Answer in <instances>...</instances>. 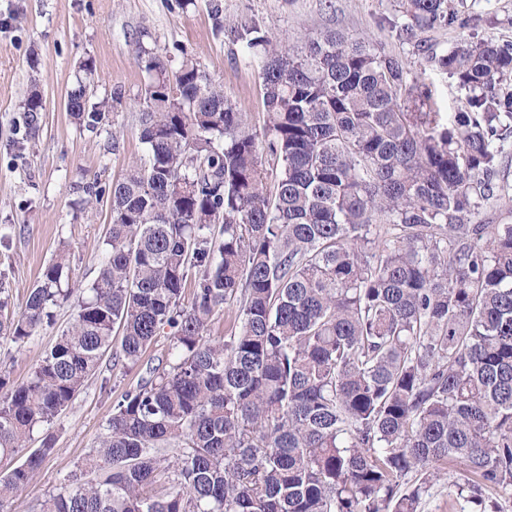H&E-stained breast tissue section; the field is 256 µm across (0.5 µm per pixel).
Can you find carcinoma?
<instances>
[{
  "mask_svg": "<svg viewBox=\"0 0 512 512\" xmlns=\"http://www.w3.org/2000/svg\"><path fill=\"white\" fill-rule=\"evenodd\" d=\"M396 2L408 41L448 23V0ZM233 35L259 64L261 131L192 55L173 66L138 47L146 156L112 181L98 275L25 382L0 366V460L23 457L0 474V512L54 452L49 433L28 447L34 430L105 354L124 373L163 332L166 365L120 395L40 512H421L454 461L472 477L464 501L512 490V224L471 220L512 188L493 183L512 43L429 48L470 93L444 124L431 90L368 40ZM81 71L66 111L93 131L122 92L93 101V61ZM22 109L31 139L39 89ZM63 269L53 260L0 318L1 340L52 324L72 295Z\"/></svg>",
  "mask_w": 512,
  "mask_h": 512,
  "instance_id": "1",
  "label": "carcinoma"
}]
</instances>
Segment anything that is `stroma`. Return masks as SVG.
Returning a JSON list of instances; mask_svg holds the SVG:
<instances>
[{
  "label": "stroma",
  "mask_w": 512,
  "mask_h": 512,
  "mask_svg": "<svg viewBox=\"0 0 512 512\" xmlns=\"http://www.w3.org/2000/svg\"><path fill=\"white\" fill-rule=\"evenodd\" d=\"M453 20L405 40L396 0H0V232L10 235L0 247V271L11 287V312H19L27 290L45 267L65 255V274L75 297L96 278L103 260V236L111 222V200L105 192L79 205L77 188L89 179L110 187L145 156L138 137L135 101L149 78L136 54L146 47L169 58L196 55L225 95L263 127L256 62L231 29L256 23L269 35L301 45L305 35L338 29L375 44L403 64L408 82L425 83L435 107L448 114L464 108L468 96L457 81L436 72L428 49H449L461 36L512 41V0H448ZM39 64L30 68V53ZM93 59L96 98L121 89L96 130L77 127L66 107V92L78 64ZM39 85L47 110L40 130L26 139L22 103ZM24 148H17V141ZM76 308H57L52 325L39 329L25 344L0 340V364L14 382L28 379L44 352L72 323ZM142 375H127L102 365L67 409L50 425L55 452L35 482L11 502L10 512H34V505L77 464L103 435L120 393ZM463 465L449 463L439 471L422 512H459L456 487L465 483Z\"/></svg>",
  "instance_id": "stroma-1"
}]
</instances>
